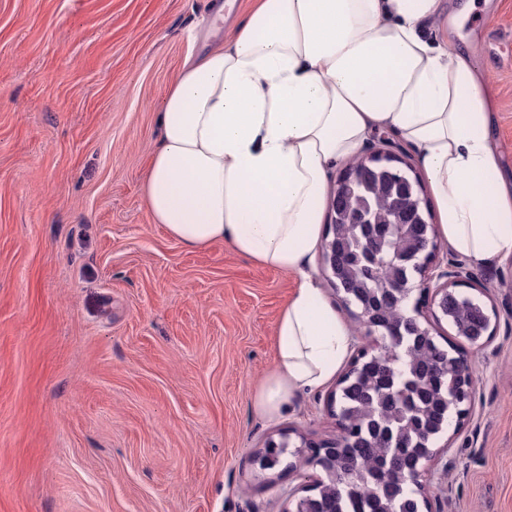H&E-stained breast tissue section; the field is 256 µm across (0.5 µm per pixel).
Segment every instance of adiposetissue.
Returning a JSON list of instances; mask_svg holds the SVG:
<instances>
[{
	"label": "adipose tissue",
	"mask_w": 512,
	"mask_h": 512,
	"mask_svg": "<svg viewBox=\"0 0 512 512\" xmlns=\"http://www.w3.org/2000/svg\"><path fill=\"white\" fill-rule=\"evenodd\" d=\"M472 0H246L228 39L187 56L158 107L143 185L154 223L185 246L229 244L299 282L275 324L255 411L273 420L328 383L353 329L308 271L336 165L370 136L410 144L435 233L489 264L512 255V179L492 136L491 87L455 39Z\"/></svg>",
	"instance_id": "obj_1"
}]
</instances>
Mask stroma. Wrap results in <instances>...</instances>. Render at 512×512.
Wrapping results in <instances>:
<instances>
[{
	"instance_id": "stroma-1",
	"label": "stroma",
	"mask_w": 512,
	"mask_h": 512,
	"mask_svg": "<svg viewBox=\"0 0 512 512\" xmlns=\"http://www.w3.org/2000/svg\"><path fill=\"white\" fill-rule=\"evenodd\" d=\"M0 0V512H285L318 468L254 457L334 437L330 386L274 420L252 395L296 286L153 223L142 186L162 92L244 0ZM459 44L493 85L512 173V0H476ZM498 327L458 341L468 416L437 440L430 512H512V256L465 261Z\"/></svg>"
}]
</instances>
